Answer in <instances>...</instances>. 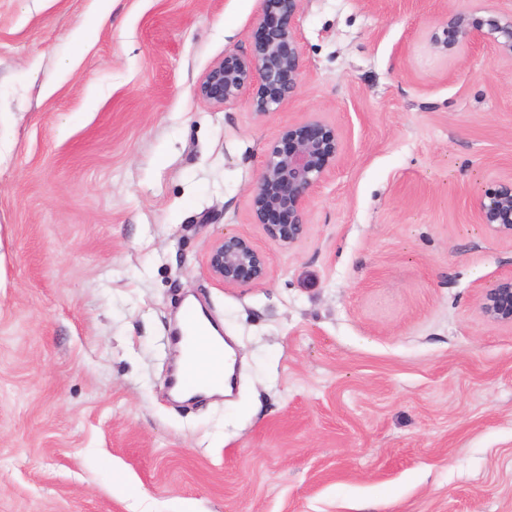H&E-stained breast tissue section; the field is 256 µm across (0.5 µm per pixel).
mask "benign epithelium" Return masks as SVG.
<instances>
[{
  "label": "benign epithelium",
  "instance_id": "benign-epithelium-1",
  "mask_svg": "<svg viewBox=\"0 0 512 512\" xmlns=\"http://www.w3.org/2000/svg\"><path fill=\"white\" fill-rule=\"evenodd\" d=\"M301 8L302 0H262V37L249 54L228 53L213 63L201 77L197 95L220 107L248 94L254 111L261 114L288 101L302 74L293 27ZM484 39L494 44L499 55L512 58V13L491 20L485 32L467 12L457 11L448 16L443 35L431 36L443 56ZM281 142L268 154L251 190V211L271 238L289 247L306 233L312 190L335 171L341 141L336 128L312 118L284 127ZM475 212L479 223L512 240V182L479 197ZM206 264L210 275L227 287L259 283L268 275L265 256L251 240L234 233H224L210 246ZM480 309L488 321L512 326V275L483 289Z\"/></svg>",
  "mask_w": 512,
  "mask_h": 512
}]
</instances>
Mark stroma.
Returning a JSON list of instances; mask_svg holds the SVG:
<instances>
[{
  "instance_id": "stroma-1",
  "label": "stroma",
  "mask_w": 512,
  "mask_h": 512,
  "mask_svg": "<svg viewBox=\"0 0 512 512\" xmlns=\"http://www.w3.org/2000/svg\"><path fill=\"white\" fill-rule=\"evenodd\" d=\"M512 0H303L278 111L196 94L260 0H0V512H512V326L479 288L512 241V59L430 43ZM342 157L285 247L250 190L289 125ZM232 232L268 276L207 269ZM195 299L236 348L227 398L179 402ZM475 212L480 224H486L500 237L512 241V180L495 192L480 196Z\"/></svg>"
}]
</instances>
